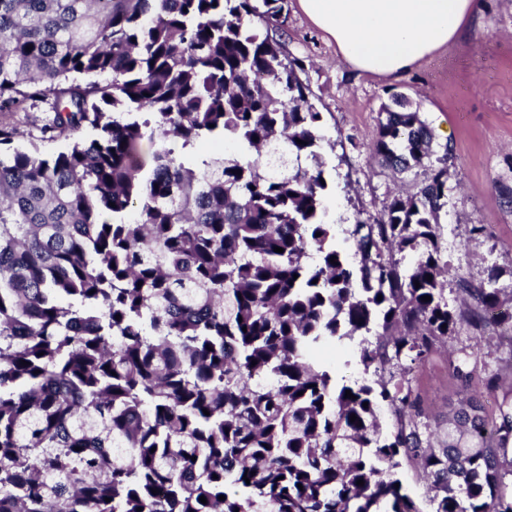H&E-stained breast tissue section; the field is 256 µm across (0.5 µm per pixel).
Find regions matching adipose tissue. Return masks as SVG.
Here are the masks:
<instances>
[{"label":"adipose tissue","mask_w":512,"mask_h":512,"mask_svg":"<svg viewBox=\"0 0 512 512\" xmlns=\"http://www.w3.org/2000/svg\"><path fill=\"white\" fill-rule=\"evenodd\" d=\"M308 21L355 70L391 78L447 49L477 0H297Z\"/></svg>","instance_id":"obj_1"}]
</instances>
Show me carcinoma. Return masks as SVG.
Instances as JSON below:
<instances>
[{
    "instance_id": "obj_1",
    "label": "carcinoma",
    "mask_w": 512,
    "mask_h": 512,
    "mask_svg": "<svg viewBox=\"0 0 512 512\" xmlns=\"http://www.w3.org/2000/svg\"><path fill=\"white\" fill-rule=\"evenodd\" d=\"M285 2L0 0V109L47 102L41 139L70 140L0 125V512H425L404 459L431 512H512V391L491 424L468 396L436 445L406 379L460 322L512 320L493 276L448 309L432 132L385 108L375 154L429 175L350 225V261ZM372 331V383L313 357ZM400 475L409 491L422 502L424 510H431L425 484L419 479L414 466L403 462Z\"/></svg>"
}]
</instances>
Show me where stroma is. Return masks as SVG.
<instances>
[{
    "label": "stroma",
    "instance_id": "obj_1",
    "mask_svg": "<svg viewBox=\"0 0 512 512\" xmlns=\"http://www.w3.org/2000/svg\"><path fill=\"white\" fill-rule=\"evenodd\" d=\"M279 24L285 52L300 62L297 74L323 114L325 133L336 141L326 154L324 204L328 222L340 227V247L354 254L345 227L379 217L393 195L416 192L425 178L420 170L396 174L373 154L383 105L404 93L432 130L436 153L447 156L448 205L440 213L438 237L448 264V306L462 307V281L489 280L502 310L512 309V0H481L458 42L392 79L353 69L308 22L297 0H287ZM47 111L42 103L0 112V124L18 128L17 147L52 154L66 141L41 140ZM476 224L484 225L482 234H472ZM359 354L355 340L328 349L337 383L374 381ZM462 362L471 373L466 389L479 396L486 419L497 417L503 393L512 387V342L496 327L460 325L409 375L429 424L443 435L466 390L452 377Z\"/></svg>",
    "mask_w": 512,
    "mask_h": 512
}]
</instances>
